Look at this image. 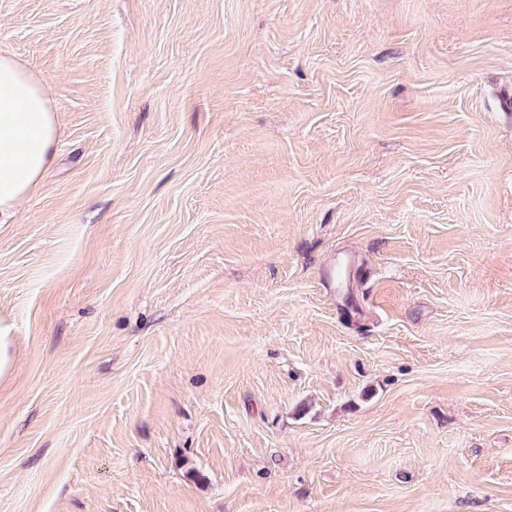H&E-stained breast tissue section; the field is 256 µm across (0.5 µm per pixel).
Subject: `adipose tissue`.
<instances>
[{
  "instance_id": "ef3b65f1",
  "label": "adipose tissue",
  "mask_w": 512,
  "mask_h": 512,
  "mask_svg": "<svg viewBox=\"0 0 512 512\" xmlns=\"http://www.w3.org/2000/svg\"><path fill=\"white\" fill-rule=\"evenodd\" d=\"M58 127L41 79L0 53V223L38 187L51 165Z\"/></svg>"
}]
</instances>
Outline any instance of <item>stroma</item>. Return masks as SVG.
I'll return each instance as SVG.
<instances>
[{
	"instance_id": "stroma-1",
	"label": "stroma",
	"mask_w": 512,
	"mask_h": 512,
	"mask_svg": "<svg viewBox=\"0 0 512 512\" xmlns=\"http://www.w3.org/2000/svg\"><path fill=\"white\" fill-rule=\"evenodd\" d=\"M0 52L60 126L0 512H512V0H0Z\"/></svg>"
}]
</instances>
